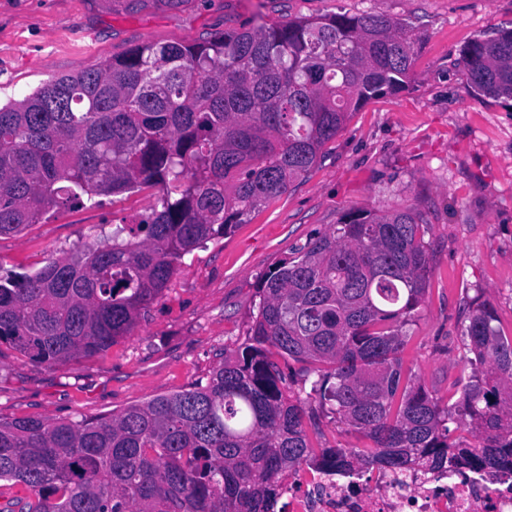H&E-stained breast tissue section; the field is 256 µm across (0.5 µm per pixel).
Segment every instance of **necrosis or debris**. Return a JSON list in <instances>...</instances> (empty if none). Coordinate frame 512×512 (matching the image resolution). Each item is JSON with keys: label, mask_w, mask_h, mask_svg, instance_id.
I'll use <instances>...</instances> for the list:
<instances>
[{"label": "necrosis or debris", "mask_w": 512, "mask_h": 512, "mask_svg": "<svg viewBox=\"0 0 512 512\" xmlns=\"http://www.w3.org/2000/svg\"><path fill=\"white\" fill-rule=\"evenodd\" d=\"M283 512H512V474L472 468L352 475L297 469L281 486Z\"/></svg>", "instance_id": "1"}]
</instances>
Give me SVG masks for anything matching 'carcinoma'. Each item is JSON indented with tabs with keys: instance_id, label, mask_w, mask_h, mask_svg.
Wrapping results in <instances>:
<instances>
[{
	"instance_id": "obj_1",
	"label": "carcinoma",
	"mask_w": 512,
	"mask_h": 512,
	"mask_svg": "<svg viewBox=\"0 0 512 512\" xmlns=\"http://www.w3.org/2000/svg\"><path fill=\"white\" fill-rule=\"evenodd\" d=\"M414 42L411 21L373 12L297 18L143 44L0 105V236L162 187L98 244L1 272L0 345L52 366L130 335L186 255L283 194L351 112L407 84ZM459 55L472 91L512 99V28ZM422 226L411 208L342 214L266 273L247 340L203 383L77 421L0 420V481L33 495L0 512H279L281 478L304 465L512 471V338L489 302L464 324L460 392L438 397L403 371L430 272ZM280 358L317 375L306 399ZM324 414L374 446L313 447Z\"/></svg>"
}]
</instances>
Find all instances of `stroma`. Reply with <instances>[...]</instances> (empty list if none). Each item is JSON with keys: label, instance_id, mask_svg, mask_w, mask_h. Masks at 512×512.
<instances>
[{"label": "stroma", "instance_id": "stroma-1", "mask_svg": "<svg viewBox=\"0 0 512 512\" xmlns=\"http://www.w3.org/2000/svg\"><path fill=\"white\" fill-rule=\"evenodd\" d=\"M372 11L417 26L407 86L353 112L318 161L246 223L183 260L131 335L105 354L39 366L0 345V419L78 420L206 380L245 342L261 276L351 209L421 213L432 260L408 328L406 374L437 395L468 378L462 326L488 301L512 336V100L474 95L459 62L470 40L512 27V0H0V102L146 43L188 44L231 30ZM152 187L67 208L0 237V268L34 272L135 222Z\"/></svg>", "mask_w": 512, "mask_h": 512}]
</instances>
